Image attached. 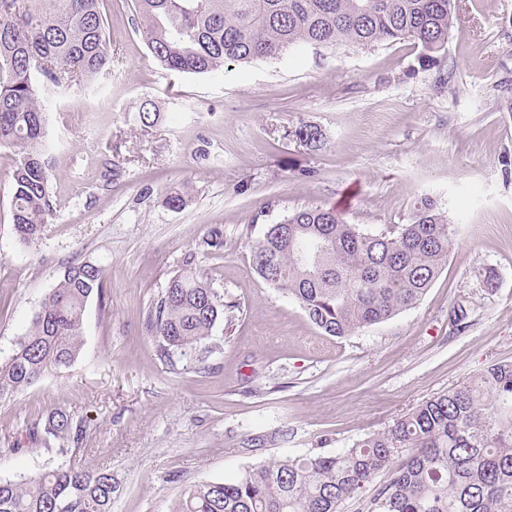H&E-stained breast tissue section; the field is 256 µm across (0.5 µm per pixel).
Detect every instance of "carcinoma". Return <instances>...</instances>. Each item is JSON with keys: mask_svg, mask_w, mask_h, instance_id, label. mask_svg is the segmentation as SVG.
<instances>
[{"mask_svg": "<svg viewBox=\"0 0 512 512\" xmlns=\"http://www.w3.org/2000/svg\"><path fill=\"white\" fill-rule=\"evenodd\" d=\"M139 30L167 71L214 73L255 60L278 62L295 48L371 47L410 39L434 65L458 19L456 0H135ZM112 52L100 0H0V148L13 152L11 213L19 240L43 238L57 205L47 156L46 95L101 84ZM292 136L324 145L321 129ZM454 228L428 197L409 224L370 231L334 208L311 207L266 224L254 241V271L296 301L322 333L342 338L413 308L448 261ZM104 297L97 264H70L62 280L0 362V400L74 363L84 314ZM224 295L192 262L151 304L147 326L157 355L216 353L212 331ZM29 439L72 449L83 430L56 410L27 427ZM410 451L406 461L396 458ZM389 474L376 484L382 473ZM108 470L65 459L18 480L0 478V512H112ZM361 497L364 512H512V363H494L335 455L260 463L233 481L187 487L171 512H340Z\"/></svg>", "mask_w": 512, "mask_h": 512, "instance_id": "obj_1", "label": "carcinoma"}]
</instances>
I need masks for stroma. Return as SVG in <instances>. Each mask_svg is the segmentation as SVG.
<instances>
[{
	"label": "stroma",
	"instance_id": "1",
	"mask_svg": "<svg viewBox=\"0 0 512 512\" xmlns=\"http://www.w3.org/2000/svg\"><path fill=\"white\" fill-rule=\"evenodd\" d=\"M459 5L436 66L405 39L171 75L135 0H102L112 78L64 90L47 112L59 204L38 243L13 232V156L0 150V359L70 263L105 275L77 360L0 400L1 478L58 463L26 426L59 409L85 427L79 466L111 471L112 512H170L191 484L342 452L512 363V0ZM146 101L163 115L148 129L134 118ZM302 123L324 147L292 137ZM174 191L182 209L165 203ZM423 197L447 211L455 244L419 304L386 322L324 335L252 267L258 226L297 209L377 230L410 223ZM215 226L217 249L204 244ZM189 257L224 296L222 349L170 365L145 314ZM306 147L317 150L325 144V137L321 129L311 124H300L291 132Z\"/></svg>",
	"mask_w": 512,
	"mask_h": 512
}]
</instances>
